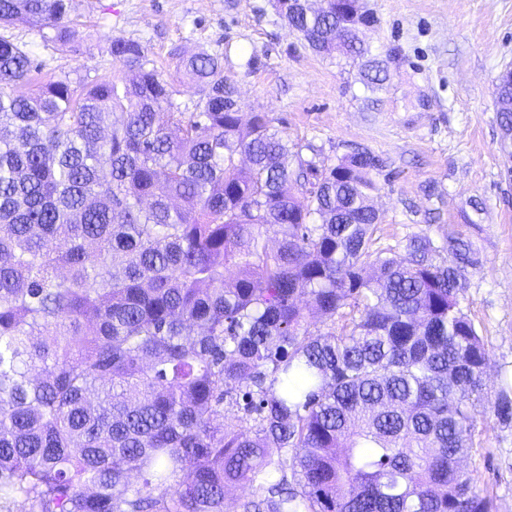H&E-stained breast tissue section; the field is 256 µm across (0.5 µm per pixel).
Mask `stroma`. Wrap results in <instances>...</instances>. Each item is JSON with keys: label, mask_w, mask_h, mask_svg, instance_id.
<instances>
[{"label": "stroma", "mask_w": 512, "mask_h": 512, "mask_svg": "<svg viewBox=\"0 0 512 512\" xmlns=\"http://www.w3.org/2000/svg\"><path fill=\"white\" fill-rule=\"evenodd\" d=\"M376 22L361 36L390 79L367 87L358 64L313 54L272 0H78L67 51L51 31L7 34L48 75L101 80L120 74L108 48L132 38L159 70L177 51L220 56L240 112L267 113L289 143L310 144L324 165L362 148L383 161L371 203L381 245L453 234L479 262L463 272V309L488 338L487 397L512 373V160L502 150L493 81L512 64V0H366ZM463 466L477 491L512 512V421L480 409Z\"/></svg>", "instance_id": "35a3bbf8"}]
</instances>
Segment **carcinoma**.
<instances>
[{
  "mask_svg": "<svg viewBox=\"0 0 512 512\" xmlns=\"http://www.w3.org/2000/svg\"><path fill=\"white\" fill-rule=\"evenodd\" d=\"M355 2L281 10L381 86ZM76 11L0 0V28L63 49ZM110 54L122 75L17 95L39 66L0 36V512H224L233 485L240 512H495L460 466L489 355L469 246L374 248L379 158L319 166L243 119L220 57L179 56L191 110L142 43ZM494 95L511 141L512 68Z\"/></svg>",
  "mask_w": 512,
  "mask_h": 512,
  "instance_id": "carcinoma-1",
  "label": "carcinoma"
}]
</instances>
